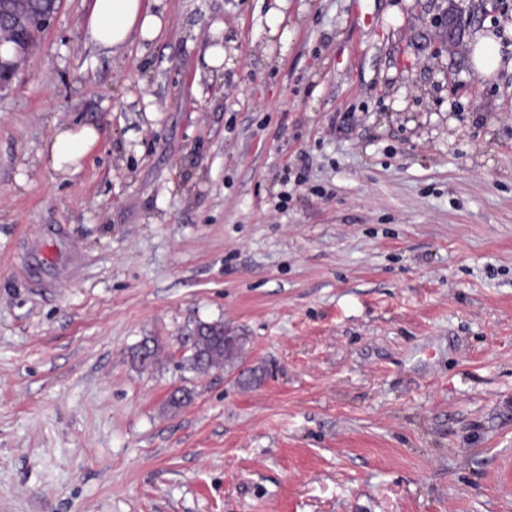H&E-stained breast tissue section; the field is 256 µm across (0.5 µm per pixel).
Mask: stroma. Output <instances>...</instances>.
<instances>
[{"label": "stroma", "mask_w": 512, "mask_h": 512, "mask_svg": "<svg viewBox=\"0 0 512 512\" xmlns=\"http://www.w3.org/2000/svg\"><path fill=\"white\" fill-rule=\"evenodd\" d=\"M91 2L0 90V512H512V70L449 0H161L115 53ZM200 322L264 382L190 370ZM471 61L481 74L492 75L506 64L500 38L491 30L476 31L469 41ZM98 140L99 133L94 126L59 129L46 145L47 164L53 171L74 174Z\"/></svg>", "instance_id": "obj_1"}]
</instances>
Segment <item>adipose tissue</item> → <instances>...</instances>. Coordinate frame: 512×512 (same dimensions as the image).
<instances>
[{"mask_svg":"<svg viewBox=\"0 0 512 512\" xmlns=\"http://www.w3.org/2000/svg\"><path fill=\"white\" fill-rule=\"evenodd\" d=\"M84 26L87 44L116 52L134 39H156L163 21L146 0H93ZM469 48L471 61L480 73L493 74L505 64L501 40L493 31H476ZM98 140L97 128L90 125L57 130L46 146L47 164L62 174L76 173Z\"/></svg>","mask_w":512,"mask_h":512,"instance_id":"obj_1","label":"adipose tissue"}]
</instances>
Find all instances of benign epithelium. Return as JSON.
Wrapping results in <instances>:
<instances>
[{"label": "benign epithelium", "mask_w": 512, "mask_h": 512, "mask_svg": "<svg viewBox=\"0 0 512 512\" xmlns=\"http://www.w3.org/2000/svg\"><path fill=\"white\" fill-rule=\"evenodd\" d=\"M57 9L55 0H21V4L11 15L5 17L0 14V88L18 74L33 47L32 43H24L19 37L25 20L32 15L42 14L49 21ZM445 28L448 46L459 45L463 39L464 28L457 10L451 7L445 13Z\"/></svg>", "instance_id": "7a95c632"}]
</instances>
